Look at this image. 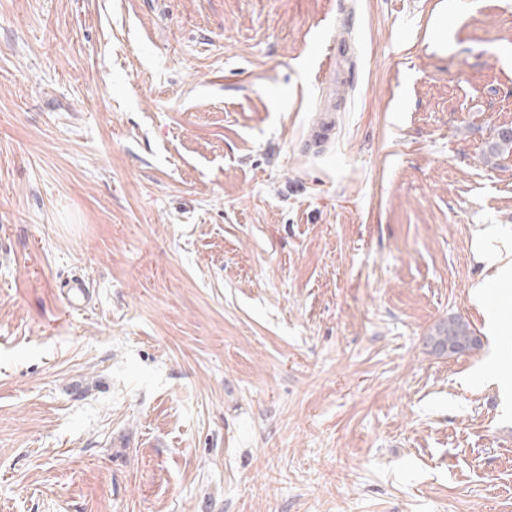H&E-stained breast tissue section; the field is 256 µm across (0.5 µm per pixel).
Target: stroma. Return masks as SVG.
Instances as JSON below:
<instances>
[{"instance_id": "1", "label": "stroma", "mask_w": 512, "mask_h": 512, "mask_svg": "<svg viewBox=\"0 0 512 512\" xmlns=\"http://www.w3.org/2000/svg\"><path fill=\"white\" fill-rule=\"evenodd\" d=\"M503 127L512 0H0V512H512ZM481 255L487 266L494 269V273L484 285L476 290L475 296L477 299L482 298L490 288H494L501 280H512L510 244H502L501 247H498L491 245L489 242L485 243L481 246ZM448 336H453L454 347L448 350ZM427 344L432 351L438 354H461L475 349L479 345V339L474 336L469 324L460 317H450L448 321L439 323L427 339Z\"/></svg>"}]
</instances>
